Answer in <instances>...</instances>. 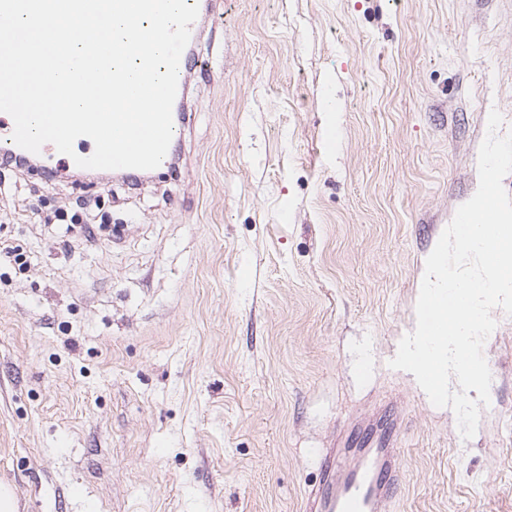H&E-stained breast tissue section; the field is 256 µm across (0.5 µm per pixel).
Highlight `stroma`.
<instances>
[{
    "label": "stroma",
    "instance_id": "1",
    "mask_svg": "<svg viewBox=\"0 0 512 512\" xmlns=\"http://www.w3.org/2000/svg\"><path fill=\"white\" fill-rule=\"evenodd\" d=\"M174 166L0 167V481L17 512H304L392 408L394 512H512V316L490 404L389 366L425 261L512 131V0H224ZM87 201L90 222L62 212Z\"/></svg>",
    "mask_w": 512,
    "mask_h": 512
}]
</instances>
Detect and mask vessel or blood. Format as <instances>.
<instances>
[{
    "mask_svg": "<svg viewBox=\"0 0 512 512\" xmlns=\"http://www.w3.org/2000/svg\"><path fill=\"white\" fill-rule=\"evenodd\" d=\"M191 51H183L178 92L173 105L180 117L173 126L174 138H181L187 122L183 115ZM14 121L0 112V156L21 154L12 140ZM396 423L367 428L358 447L341 448L320 455V480L307 497L305 512H392L396 494L402 484L401 450L396 441Z\"/></svg>",
    "mask_w": 512,
    "mask_h": 512,
    "instance_id": "obj_1",
    "label": "vessel or blood"
}]
</instances>
